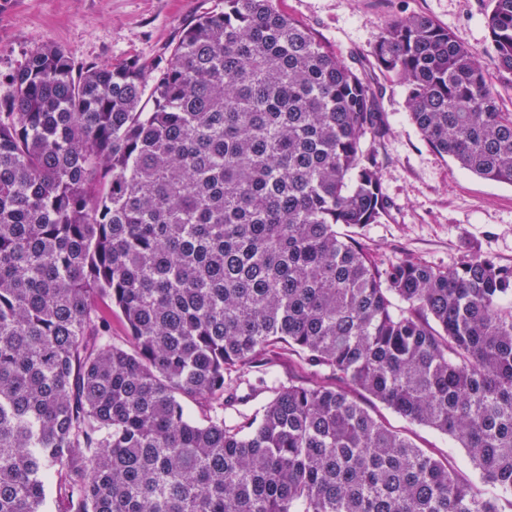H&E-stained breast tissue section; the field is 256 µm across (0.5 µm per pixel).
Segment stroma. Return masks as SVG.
I'll return each instance as SVG.
<instances>
[{"instance_id": "35a3bbf8", "label": "stroma", "mask_w": 512, "mask_h": 512, "mask_svg": "<svg viewBox=\"0 0 512 512\" xmlns=\"http://www.w3.org/2000/svg\"><path fill=\"white\" fill-rule=\"evenodd\" d=\"M338 55L361 65L381 91L388 131L379 143L381 188L391 204L383 223L357 239L379 266L405 257L445 269L480 254L512 265V185L464 171L421 138L402 87L370 51L392 19L426 15L475 49L488 41L486 0H276ZM224 0H0V101L13 75L44 44L65 50L75 66L136 61L150 65L200 16Z\"/></svg>"}]
</instances>
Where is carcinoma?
I'll use <instances>...</instances> for the list:
<instances>
[{"instance_id":"1","label":"carcinoma","mask_w":512,"mask_h":512,"mask_svg":"<svg viewBox=\"0 0 512 512\" xmlns=\"http://www.w3.org/2000/svg\"><path fill=\"white\" fill-rule=\"evenodd\" d=\"M487 2L484 53L512 75V0ZM371 56L433 150L512 185V112L476 50L412 15ZM12 84L0 512L512 508V266L381 268L341 232L390 211L360 68L274 0H224L148 70L44 44ZM278 352L308 379L236 409ZM362 393L457 442L479 481Z\"/></svg>"}]
</instances>
